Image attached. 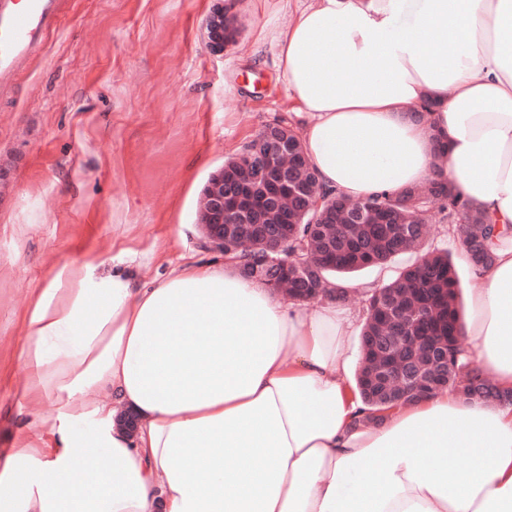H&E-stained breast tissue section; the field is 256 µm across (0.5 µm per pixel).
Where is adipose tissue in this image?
Instances as JSON below:
<instances>
[{
  "label": "adipose tissue",
  "mask_w": 512,
  "mask_h": 512,
  "mask_svg": "<svg viewBox=\"0 0 512 512\" xmlns=\"http://www.w3.org/2000/svg\"><path fill=\"white\" fill-rule=\"evenodd\" d=\"M282 3L277 68L323 188L441 176L500 229L460 335L512 388V0ZM101 265L57 264L31 305L17 392L42 431L0 461V512H512V406L442 392L370 421L336 297L308 309L229 260Z\"/></svg>",
  "instance_id": "obj_1"
}]
</instances>
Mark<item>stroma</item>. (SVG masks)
I'll return each instance as SVG.
<instances>
[{
  "instance_id": "1",
  "label": "stroma",
  "mask_w": 512,
  "mask_h": 512,
  "mask_svg": "<svg viewBox=\"0 0 512 512\" xmlns=\"http://www.w3.org/2000/svg\"><path fill=\"white\" fill-rule=\"evenodd\" d=\"M224 4L240 35L214 53L206 23ZM290 19L279 0H65L59 31L0 99V448L28 423L13 389L23 321L56 263L127 247L150 280L223 261L203 244L199 203L226 157L270 124H299L275 66ZM397 269L356 275V324L367 286Z\"/></svg>"
}]
</instances>
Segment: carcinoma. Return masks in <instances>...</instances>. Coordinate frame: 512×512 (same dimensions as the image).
Wrapping results in <instances>:
<instances>
[{"label": "carcinoma", "instance_id": "obj_1", "mask_svg": "<svg viewBox=\"0 0 512 512\" xmlns=\"http://www.w3.org/2000/svg\"><path fill=\"white\" fill-rule=\"evenodd\" d=\"M248 148L244 145L237 156L224 162L225 177L231 180L244 174ZM315 192L323 200L319 206L310 198L298 199L288 194L277 209L267 206L262 192L247 196L227 208L224 233L240 229L241 211L252 215L258 224L281 227V250L274 257L288 262V295L305 302L315 299L316 289L327 282L339 288L358 271L384 267L399 256H409L396 274L368 298L362 329L364 345H370L375 336L386 335L388 329L392 330V337L380 352L362 353L356 385L363 403L371 410L396 407V403L386 402L392 389L389 382L371 378L377 355L408 362L415 378L426 381L438 368L432 352H446V390L450 392L458 390L462 372L468 377L483 376L478 366H470L463 358L456 306L458 277L448 252L426 246L427 230H420L415 237L407 236L406 231L429 221L434 211L449 224L461 220L459 239L474 261L483 251H491L495 227L489 218L448 194V182L444 181L432 192L408 187L394 194H377L361 202L363 212L355 219L336 212L314 224L312 220L328 199L320 189ZM303 263L317 267L316 279L299 271Z\"/></svg>", "mask_w": 512, "mask_h": 512}]
</instances>
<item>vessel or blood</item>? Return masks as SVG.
Instances as JSON below:
<instances>
[{"label":"vessel or blood","mask_w":512,"mask_h":512,"mask_svg":"<svg viewBox=\"0 0 512 512\" xmlns=\"http://www.w3.org/2000/svg\"><path fill=\"white\" fill-rule=\"evenodd\" d=\"M62 23L61 0H0V91L11 89L28 60Z\"/></svg>","instance_id":"obj_1"}]
</instances>
